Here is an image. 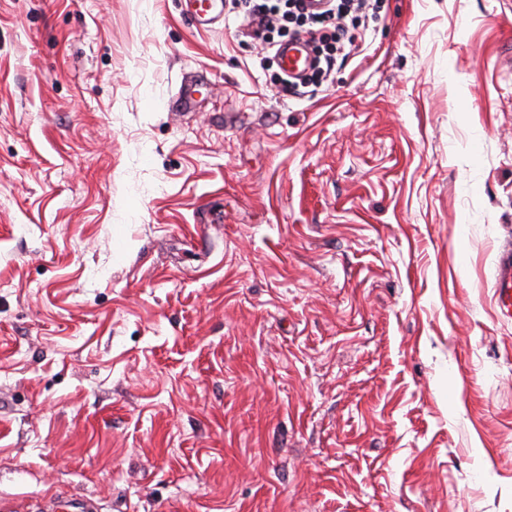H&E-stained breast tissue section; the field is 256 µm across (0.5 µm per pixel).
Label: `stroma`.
<instances>
[{
  "label": "stroma",
  "mask_w": 512,
  "mask_h": 512,
  "mask_svg": "<svg viewBox=\"0 0 512 512\" xmlns=\"http://www.w3.org/2000/svg\"><path fill=\"white\" fill-rule=\"evenodd\" d=\"M242 20L0 0V505L512 512V0L312 97ZM494 291L499 316L502 320L512 319V247L503 248L496 266Z\"/></svg>",
  "instance_id": "1"
}]
</instances>
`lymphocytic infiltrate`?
<instances>
[{
    "label": "lymphocytic infiltrate",
    "instance_id": "f902f5d3",
    "mask_svg": "<svg viewBox=\"0 0 512 512\" xmlns=\"http://www.w3.org/2000/svg\"><path fill=\"white\" fill-rule=\"evenodd\" d=\"M305 0H239L243 11L242 36L261 40L267 52L279 43L306 38L315 46L311 76L292 82L291 90L309 85L312 75L333 68L337 57L358 49L365 39L374 0H325L321 11L310 12Z\"/></svg>",
    "mask_w": 512,
    "mask_h": 512
}]
</instances>
